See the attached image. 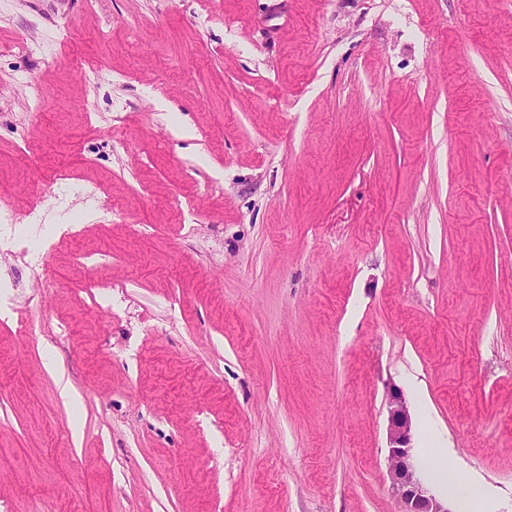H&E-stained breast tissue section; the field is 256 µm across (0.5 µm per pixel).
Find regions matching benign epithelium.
<instances>
[{"mask_svg":"<svg viewBox=\"0 0 512 512\" xmlns=\"http://www.w3.org/2000/svg\"><path fill=\"white\" fill-rule=\"evenodd\" d=\"M388 464L392 489L400 499L402 512H451L432 492L411 462L412 419L403 394L389 392Z\"/></svg>","mask_w":512,"mask_h":512,"instance_id":"7a95c632","label":"benign epithelium"}]
</instances>
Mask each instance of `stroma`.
I'll use <instances>...</instances> for the list:
<instances>
[{
    "mask_svg": "<svg viewBox=\"0 0 512 512\" xmlns=\"http://www.w3.org/2000/svg\"><path fill=\"white\" fill-rule=\"evenodd\" d=\"M1 201L0 512H512V0H0ZM31 224L40 225L43 224L42 216L35 210H30L24 215V219L18 217L12 207L1 202L0 204V237L5 229L10 226L11 230H16V224ZM386 403L389 476L403 505L401 512H454L433 494L411 462L412 419L405 397L393 390ZM442 453L439 455V463L433 471V478L444 489L449 496L456 498L459 512H477L478 495L470 487L464 494L457 483L458 469L448 459V448L441 446Z\"/></svg>",
    "mask_w": 512,
    "mask_h": 512,
    "instance_id": "stroma-1",
    "label": "stroma"
}]
</instances>
